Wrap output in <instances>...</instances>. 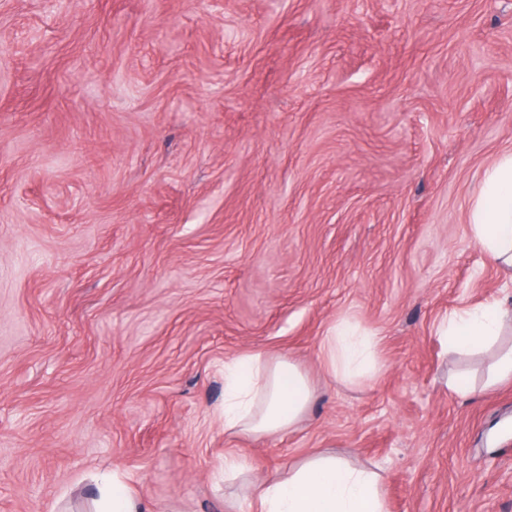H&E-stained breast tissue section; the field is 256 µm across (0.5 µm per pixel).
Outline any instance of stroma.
<instances>
[{"mask_svg": "<svg viewBox=\"0 0 512 512\" xmlns=\"http://www.w3.org/2000/svg\"><path fill=\"white\" fill-rule=\"evenodd\" d=\"M512 152V0H0V512H226L329 453L389 512H512V381L453 310L512 300L470 206ZM377 341L331 378L341 320ZM314 387L272 438L224 431V363ZM470 376L461 395L451 374ZM376 338L362 336L350 323L335 326L325 337L322 359L328 374L334 379L365 382L375 370ZM93 502V512H151L124 476L114 469L112 476H103L96 482Z\"/></svg>", "mask_w": 512, "mask_h": 512, "instance_id": "35a3bbf8", "label": "stroma"}]
</instances>
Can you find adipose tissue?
<instances>
[{"label": "adipose tissue", "instance_id": "obj_1", "mask_svg": "<svg viewBox=\"0 0 512 512\" xmlns=\"http://www.w3.org/2000/svg\"><path fill=\"white\" fill-rule=\"evenodd\" d=\"M470 231L491 260L512 268V152L486 169L470 213ZM512 311L491 301L453 312L439 326L450 350L479 352L496 346L493 380H512V345L496 342ZM376 339L350 323L325 337L322 359L335 379L364 382L375 370ZM313 391L305 372L284 358L257 353L224 364V429L274 436L293 429L305 416ZM382 476L328 453L304 459L285 474L249 486V512H388ZM93 512H148L120 472L96 483Z\"/></svg>", "mask_w": 512, "mask_h": 512}]
</instances>
